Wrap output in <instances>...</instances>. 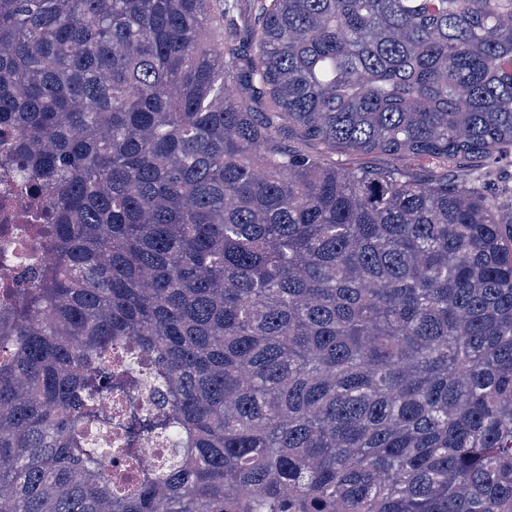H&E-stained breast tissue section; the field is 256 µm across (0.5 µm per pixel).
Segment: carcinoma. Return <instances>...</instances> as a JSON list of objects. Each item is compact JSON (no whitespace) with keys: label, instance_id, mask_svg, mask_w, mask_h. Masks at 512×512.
<instances>
[{"label":"carcinoma","instance_id":"cac0c4a2","mask_svg":"<svg viewBox=\"0 0 512 512\" xmlns=\"http://www.w3.org/2000/svg\"><path fill=\"white\" fill-rule=\"evenodd\" d=\"M4 141L0 512H512V0H0ZM49 186L23 180L0 168L1 288H28L54 262L53 245L34 230L48 208ZM7 272V279L3 273ZM161 405L162 400L153 394L148 382L126 393L112 390V406H119L121 410L117 415L112 414V422L130 423L134 417L138 418L146 411H155ZM168 445L161 437L154 435L150 441L140 447V461L144 470H151L154 467L161 466L163 456Z\"/></svg>","mask_w":512,"mask_h":512}]
</instances>
